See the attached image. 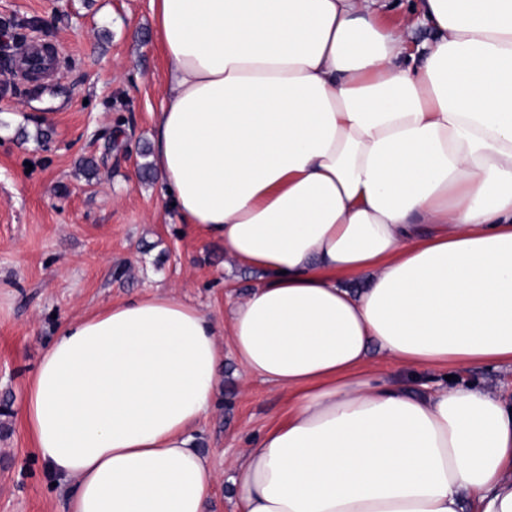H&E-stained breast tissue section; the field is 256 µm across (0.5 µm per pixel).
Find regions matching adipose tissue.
<instances>
[{
  "mask_svg": "<svg viewBox=\"0 0 512 512\" xmlns=\"http://www.w3.org/2000/svg\"><path fill=\"white\" fill-rule=\"evenodd\" d=\"M152 5L162 196L261 277L61 326L20 416L66 512H210L228 350L287 398L237 512H512V400L447 381L512 365V0H419L416 47L390 0Z\"/></svg>",
  "mask_w": 512,
  "mask_h": 512,
  "instance_id": "adipose-tissue-1",
  "label": "adipose tissue"
}]
</instances>
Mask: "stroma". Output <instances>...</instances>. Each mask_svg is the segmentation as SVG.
Returning a JSON list of instances; mask_svg holds the SVG:
<instances>
[{"label":"stroma","instance_id":"1","mask_svg":"<svg viewBox=\"0 0 512 512\" xmlns=\"http://www.w3.org/2000/svg\"><path fill=\"white\" fill-rule=\"evenodd\" d=\"M5 39L40 35L64 73L38 94L0 91V512H64L19 415L65 320L157 289L228 315L257 280L222 245L184 233L158 175L140 174L162 99L151 0H0ZM94 161L93 174L84 171ZM280 392L232 352L198 436L215 473L211 512H235L234 460L274 417Z\"/></svg>","mask_w":512,"mask_h":512}]
</instances>
